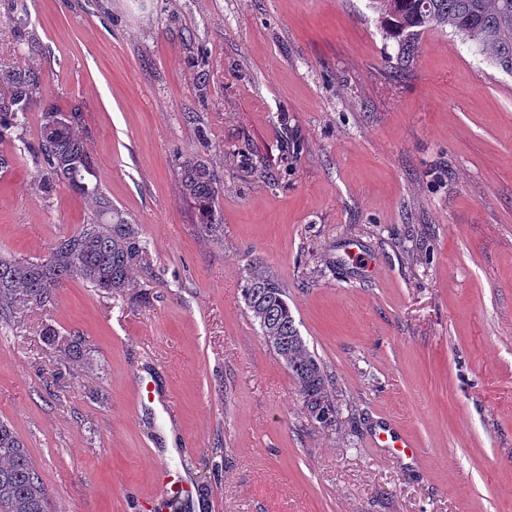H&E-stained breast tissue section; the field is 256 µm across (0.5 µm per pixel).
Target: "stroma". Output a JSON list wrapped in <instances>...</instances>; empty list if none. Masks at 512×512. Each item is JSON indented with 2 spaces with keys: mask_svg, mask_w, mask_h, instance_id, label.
Listing matches in <instances>:
<instances>
[{
  "mask_svg": "<svg viewBox=\"0 0 512 512\" xmlns=\"http://www.w3.org/2000/svg\"><path fill=\"white\" fill-rule=\"evenodd\" d=\"M397 52L368 0H0V64L80 105L149 245L125 295L72 279L0 321V419L51 512H169L163 470L194 488L180 512H512V75L448 29L406 71ZM40 125L36 107L0 141V256L45 257L90 214L39 190ZM188 155L223 179L219 232L181 191ZM255 260L336 380L332 427L246 309ZM48 324L85 359L45 346ZM383 426L417 455L375 444Z\"/></svg>",
  "mask_w": 512,
  "mask_h": 512,
  "instance_id": "stroma-1",
  "label": "stroma"
}]
</instances>
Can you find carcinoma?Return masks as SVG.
I'll return each mask as SVG.
<instances>
[{"label": "carcinoma", "mask_w": 512, "mask_h": 512, "mask_svg": "<svg viewBox=\"0 0 512 512\" xmlns=\"http://www.w3.org/2000/svg\"><path fill=\"white\" fill-rule=\"evenodd\" d=\"M385 36L398 45L396 69L405 70L420 35L451 29L501 71L512 75V0H369ZM45 77L33 67L0 64V141L23 127L27 112L40 102ZM82 114L68 118L49 105L42 111L37 147L42 166L39 189L48 193L62 184L94 204L81 229L57 239L37 261L0 256V320L20 300L51 307L69 279H82L95 291L121 296L133 287L132 274L146 265L148 250L138 225L102 192L95 162L80 131ZM181 186L193 201L198 223L209 232L221 228L216 199L221 178L193 156L181 163ZM243 297L266 345L288 366L306 415L324 426L336 418L335 382L309 351L279 280L259 262L247 268ZM51 348L64 346L72 359L85 355L84 339L73 332L60 339L52 326L43 333ZM0 512H49L42 478L13 426L0 420Z\"/></svg>", "instance_id": "obj_1"}]
</instances>
